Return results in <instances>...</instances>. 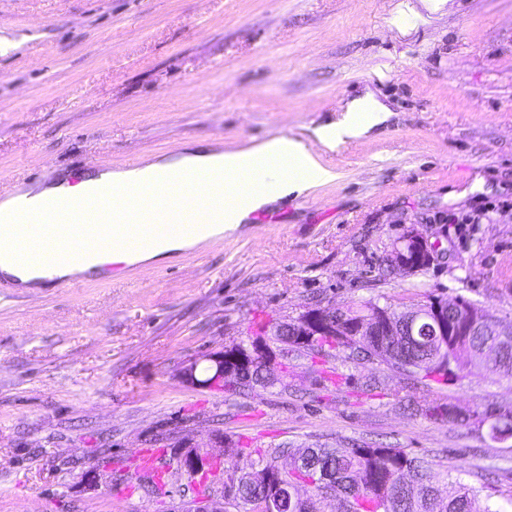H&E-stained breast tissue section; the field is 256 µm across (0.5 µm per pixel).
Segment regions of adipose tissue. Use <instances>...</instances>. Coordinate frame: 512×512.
<instances>
[{"label": "adipose tissue", "mask_w": 512, "mask_h": 512, "mask_svg": "<svg viewBox=\"0 0 512 512\" xmlns=\"http://www.w3.org/2000/svg\"><path fill=\"white\" fill-rule=\"evenodd\" d=\"M389 109L372 93H365L345 103L343 118L336 123L314 128L313 135L323 145L333 148L348 138H357L387 120ZM224 179V219L211 227V234L230 230L244 223L250 214L279 199L334 181L336 175L324 168L307 144L298 138L278 135L239 149L189 151L171 161H157L125 170L96 173L78 183L65 180L30 188L21 197L0 200V217L10 218L17 199L41 202L58 196L80 198L96 184L112 187L109 208L123 211L125 221H140L138 208L153 198L159 176L181 174L205 183L212 172ZM202 236L166 237L153 246L129 252L123 244H113L109 253L93 261L44 271L41 266L19 261H0V278L21 288H37L45 280L76 275H96L112 262L128 264L148 261L202 243Z\"/></svg>", "instance_id": "obj_1"}]
</instances>
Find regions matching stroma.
I'll return each instance as SVG.
<instances>
[{"instance_id": "1", "label": "stroma", "mask_w": 512, "mask_h": 512, "mask_svg": "<svg viewBox=\"0 0 512 512\" xmlns=\"http://www.w3.org/2000/svg\"><path fill=\"white\" fill-rule=\"evenodd\" d=\"M397 2L0 0V197L299 135L368 91L390 110L323 153L334 182L224 236L72 288L0 281V512H180L197 495L187 475L169 472L155 494L130 462L182 444L221 462L210 490L231 494L215 430L259 465L289 464L291 448H401L512 512L511 440L393 398L406 386L481 410L512 404V379L474 370L412 385L333 350L289 353L273 384L233 394L180 377L318 305L461 296L512 323V0H448L404 29L389 23ZM474 211L482 222L464 223ZM412 227L436 241L435 259L391 270L384 259Z\"/></svg>"}]
</instances>
